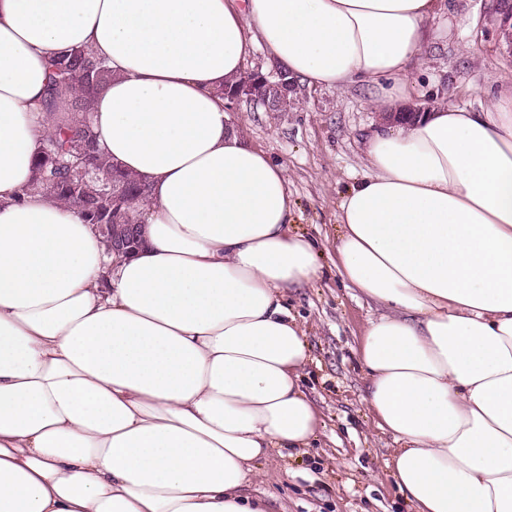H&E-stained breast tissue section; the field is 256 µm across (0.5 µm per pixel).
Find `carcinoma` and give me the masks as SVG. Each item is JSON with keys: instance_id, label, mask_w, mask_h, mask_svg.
<instances>
[{"instance_id": "carcinoma-1", "label": "carcinoma", "mask_w": 512, "mask_h": 512, "mask_svg": "<svg viewBox=\"0 0 512 512\" xmlns=\"http://www.w3.org/2000/svg\"><path fill=\"white\" fill-rule=\"evenodd\" d=\"M263 73L240 79L256 89L267 112H283L288 100L279 99L263 82ZM112 79V70L89 50L73 48L51 60L42 106L54 133L37 153L27 189L63 201L85 222L96 226L107 247L116 229L137 225L135 205L148 197L146 180L109 159L91 121L93 96Z\"/></svg>"}]
</instances>
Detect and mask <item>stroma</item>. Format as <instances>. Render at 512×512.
<instances>
[{"label": "stroma", "instance_id": "obj_1", "mask_svg": "<svg viewBox=\"0 0 512 512\" xmlns=\"http://www.w3.org/2000/svg\"><path fill=\"white\" fill-rule=\"evenodd\" d=\"M496 3L446 0V11L428 21L425 62L410 74V110L444 103L477 109L512 85V44L500 38ZM371 98L365 86L299 84L284 112L264 111L244 98L228 106L250 143L286 169L289 229L317 242L323 266L320 280L287 296L306 337L302 387L320 408L318 437L305 451L259 460L251 485L277 512H416L390 474L395 442L376 426L357 354L368 321L381 309L334 266L337 206L366 169L363 141L379 121Z\"/></svg>", "mask_w": 512, "mask_h": 512}]
</instances>
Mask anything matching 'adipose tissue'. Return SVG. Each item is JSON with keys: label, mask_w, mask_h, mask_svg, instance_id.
<instances>
[{"label": "adipose tissue", "mask_w": 512, "mask_h": 512, "mask_svg": "<svg viewBox=\"0 0 512 512\" xmlns=\"http://www.w3.org/2000/svg\"><path fill=\"white\" fill-rule=\"evenodd\" d=\"M439 0H0V512H271L255 461L320 413L285 292L319 278L285 169L221 89L262 45L298 81L369 84V172L337 271L382 307L359 349L390 473L417 512H512V93L394 120ZM107 61L93 128L150 185L108 254L25 190L47 59Z\"/></svg>", "instance_id": "1"}]
</instances>
